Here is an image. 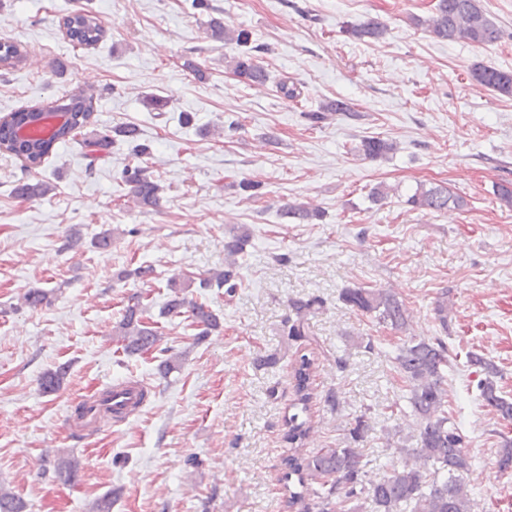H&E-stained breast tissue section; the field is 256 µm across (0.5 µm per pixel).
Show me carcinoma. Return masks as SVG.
I'll list each match as a JSON object with an SVG mask.
<instances>
[{
	"label": "carcinoma",
	"mask_w": 512,
	"mask_h": 512,
	"mask_svg": "<svg viewBox=\"0 0 512 512\" xmlns=\"http://www.w3.org/2000/svg\"><path fill=\"white\" fill-rule=\"evenodd\" d=\"M426 30L442 41H467L473 44H490L501 38L498 26L486 15L479 0H436L432 14L421 21ZM67 33L73 44L93 46L101 41L104 29L98 17L87 11L76 12L66 19ZM210 37L236 47L237 52L225 58L226 67L242 82L262 85L267 72L258 61V54L265 51L262 45L254 44L253 35L247 29L233 28L224 24L223 19L213 17L209 24ZM348 33L359 40L365 38L379 41L386 36L387 29L381 23L370 20L352 26ZM19 46L9 39H0V61L8 67L16 66ZM471 80L477 85L502 97H512V72L475 63L470 69ZM73 100L70 108L72 117L61 124L48 137L41 136V126L30 128L31 137L15 140L7 136L4 128L22 120L25 110L11 114V119L0 123V152L24 159V171L31 172L39 167L56 145L77 143L85 150L89 164L112 152L117 144H126L134 151L139 163L126 166L123 179L130 188L135 204L142 209L159 206L163 186L153 175L150 167L142 162L149 150L140 144V129L135 124H125L107 132H94V112L99 97L92 88L76 87L68 92ZM347 105L342 101L331 102L320 111L307 113L312 123H321L329 112H344ZM397 150L394 141L379 137H367L357 147V153L366 158H379ZM51 191L48 183L29 177L17 181L14 195L24 201L45 197ZM414 210L433 213L445 212L450 208L465 206L462 197L446 187L418 188L407 199ZM282 215L302 224H312L322 218L321 210L308 203L289 204ZM249 235L245 232L232 236L224 242V268L216 270L200 280L199 287L227 288L232 292L238 279L237 256L245 249ZM149 284L155 278L151 264H141L122 274ZM189 276L169 281L172 292L162 313L166 315L185 314L199 329L198 339L219 328V318L205 304L187 299L184 289L191 286ZM343 299L363 314L375 316L378 322L396 331L407 328L409 313L406 307L389 290L373 288H346ZM24 306L37 309L49 302V292L33 288L21 297ZM314 304L312 300L292 301L296 320L289 328L288 335L300 338L307 335V312ZM148 305L144 297L134 293L127 299L121 320L116 324L113 335L122 344L125 353L134 355L159 347L161 332L146 322ZM447 343L437 338L433 342L406 340L398 348L395 363L409 384L408 402L416 418V447L399 448L397 453L404 456L401 468L377 479L364 480L362 454L357 448H322L305 455L301 453L303 441L309 429L304 415L309 411L310 379L313 362L303 356L294 366L296 399L292 404L295 412L288 417L287 440L291 454L285 459V479L297 477L298 486L307 480H316L320 489L314 508L317 512H335L336 505L353 499H367L373 512H473L470 489L464 475L470 471L472 457L465 446L463 436L455 423L448 417L447 389L443 371L449 364ZM468 363L480 369L484 378L478 389L484 406L490 408L504 420H512V400L500 395L497 383V367L484 357L470 352ZM65 377L62 369L47 371L40 378V387L45 393L57 391ZM287 507L296 512H310L302 492L288 490ZM0 512H26V504L19 497L0 486Z\"/></svg>",
	"instance_id": "carcinoma-1"
}]
</instances>
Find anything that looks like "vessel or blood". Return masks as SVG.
Listing matches in <instances>:
<instances>
[{"label":"vessel or blood","mask_w":512,"mask_h":512,"mask_svg":"<svg viewBox=\"0 0 512 512\" xmlns=\"http://www.w3.org/2000/svg\"><path fill=\"white\" fill-rule=\"evenodd\" d=\"M142 384L127 380L103 388L86 398L87 413L77 421V428L85 432H95L102 427L118 425L128 421L140 407Z\"/></svg>","instance_id":"b4317fda"}]
</instances>
